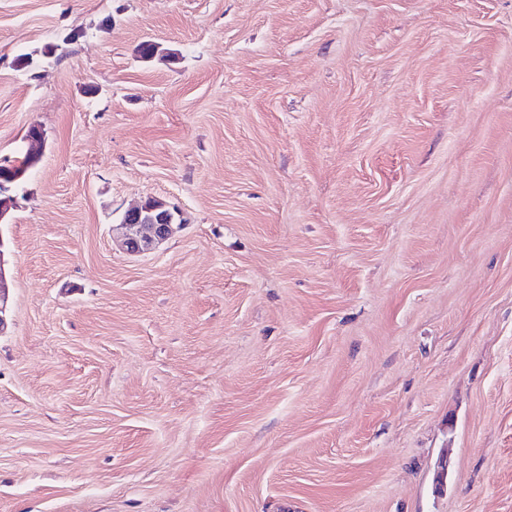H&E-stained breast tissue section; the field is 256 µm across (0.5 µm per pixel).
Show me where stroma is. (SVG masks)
Returning <instances> with one entry per match:
<instances>
[{
  "label": "stroma",
  "instance_id": "1",
  "mask_svg": "<svg viewBox=\"0 0 512 512\" xmlns=\"http://www.w3.org/2000/svg\"><path fill=\"white\" fill-rule=\"evenodd\" d=\"M34 125L0 512H512V0H0ZM160 199L149 197L125 211L121 224L123 246L131 254H140L152 245L169 239L178 224H173V214Z\"/></svg>",
  "mask_w": 512,
  "mask_h": 512
}]
</instances>
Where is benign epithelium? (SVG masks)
I'll use <instances>...</instances> for the list:
<instances>
[{
  "instance_id": "7a95c632",
  "label": "benign epithelium",
  "mask_w": 512,
  "mask_h": 512,
  "mask_svg": "<svg viewBox=\"0 0 512 512\" xmlns=\"http://www.w3.org/2000/svg\"><path fill=\"white\" fill-rule=\"evenodd\" d=\"M25 140L28 143L25 156L34 164L40 158L44 132L34 127ZM21 177L22 174L18 173L0 179V248L3 247V226L8 224L11 211L16 207V200L11 194L13 184ZM176 228L178 225L173 223V214L168 205L160 199L149 197L125 211L121 221L123 246L131 254H140L169 239Z\"/></svg>"
}]
</instances>
